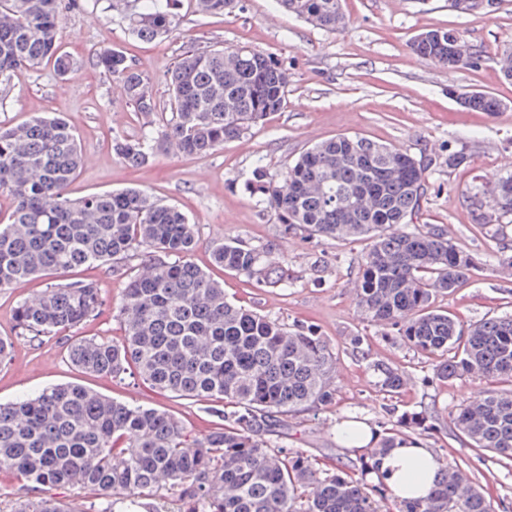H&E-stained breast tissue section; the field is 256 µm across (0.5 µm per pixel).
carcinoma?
Masks as SVG:
<instances>
[{"label":"carcinoma","mask_w":512,"mask_h":512,"mask_svg":"<svg viewBox=\"0 0 512 512\" xmlns=\"http://www.w3.org/2000/svg\"><path fill=\"white\" fill-rule=\"evenodd\" d=\"M203 15L232 12L239 0H195ZM288 13L334 31L345 24L341 0H278ZM458 12L483 11L493 0H448ZM67 0H0V82L45 60L64 75L74 65L61 52L60 18ZM129 30L146 41L176 27L170 0H137L126 15ZM450 29L417 35L412 50L453 71L477 67L457 57ZM94 63L112 75L138 111L155 102L145 76L124 54L100 49ZM290 81L273 56L245 48L188 50L169 82L175 118L161 140L188 155L209 154L280 111ZM461 105L494 112L499 103L482 92H460ZM112 150L131 166L153 157L143 141L116 137ZM465 146L448 150V170L465 167ZM81 166L71 126L60 116H36L0 127V193L14 209L0 224V289L18 288L54 271L128 260L160 252L168 262L143 265L130 276L113 313L124 340L80 339L68 348L85 373L131 375L184 399L224 400L227 424L196 438L159 409L106 398L80 385L58 384L33 397L0 403V471L45 490L73 487L96 501L154 495L165 489L187 504L184 512H382L386 489L340 467L317 475L309 456L288 452L271 436L288 416L334 400L332 353L311 326L286 324L228 300L224 286L190 255L196 225L176 206L126 189L65 196ZM256 189L284 227L317 239L365 237L370 248L361 272L358 306L365 319L384 322L417 351L439 353L437 377H476L497 384L469 401L449 423L467 443L512 460V314L464 325L433 307L476 270L473 258L448 239L439 224L414 226L428 190V164L366 138L340 136L305 152L281 174L255 168ZM475 224L512 219V174L500 175L486 198L474 197ZM265 251L241 242L212 246L213 261L261 286L288 284L266 264ZM107 301L93 281L46 288L15 310L23 336H52L105 314ZM382 390L401 393V372L376 365ZM427 416L404 413L357 470L377 469L378 458L405 443V431L425 430ZM397 512H495L485 492L454 464L442 469L430 493L395 502ZM12 512H69L51 495L15 505Z\"/></svg>","instance_id":"obj_1"}]
</instances>
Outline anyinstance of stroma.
Segmentation results:
<instances>
[{"label": "stroma", "mask_w": 512, "mask_h": 512, "mask_svg": "<svg viewBox=\"0 0 512 512\" xmlns=\"http://www.w3.org/2000/svg\"><path fill=\"white\" fill-rule=\"evenodd\" d=\"M342 7L346 25L325 31L288 14L276 0H242L240 9L223 16H203L191 0H175L176 29L144 42L126 25L130 0H75L60 22L61 46L75 60L72 71L58 76L46 61L0 83V126H17L39 113L63 115L83 157L66 190L69 198L135 187L178 205L197 226L192 261L223 282L228 299L289 325L316 327L333 352L335 400L289 416L280 446L304 452L319 470L331 472L357 458L338 440L337 424L360 419L381 434L395 426L399 414L426 410L430 428L420 443L443 462H459L497 512H512V462L468 447L448 423L449 413L465 405L469 394L485 391L486 383L471 377L440 381V355L412 350L390 326L364 319L357 294L369 240L282 235L254 188L256 162L276 179L303 151L344 135L425 160L429 188L419 221L444 226L451 242L476 263L454 292L437 297L436 307L467 325L512 314V275L501 270L497 257L500 242L512 244V224L481 225L470 216L471 195L489 188L498 174L512 172V81L498 66L499 55L512 51V0H495L491 12L470 14L453 11L448 0H342ZM434 28L458 31L477 46L479 66L448 71L414 54V37ZM225 46L270 54L285 65L291 81L283 108L205 156L158 149L174 110L169 73L180 55ZM102 47L122 52L149 79L156 100L150 116L138 112L118 82L95 65L94 53ZM466 90L490 94L499 110L463 108L455 94ZM117 136L147 139L155 148L153 161L141 167L123 162L112 151ZM459 144L466 145L470 163L452 171L448 150ZM235 239L266 248L267 261L287 272V287H260L214 265L211 242ZM136 266L133 260L84 266L0 290V336L14 340L12 364L0 365L1 403L73 383L165 410L197 437L223 425L217 415L223 400L193 401L140 380L78 371L68 358L73 340L122 341L123 326L112 314L37 340L19 335L14 310L30 294L87 279L116 305ZM378 362L403 373L401 396L381 390Z\"/></svg>", "instance_id": "stroma-1"}]
</instances>
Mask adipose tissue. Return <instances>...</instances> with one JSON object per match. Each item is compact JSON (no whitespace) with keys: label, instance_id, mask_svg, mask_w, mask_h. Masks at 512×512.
<instances>
[{"label":"adipose tissue","instance_id":"1","mask_svg":"<svg viewBox=\"0 0 512 512\" xmlns=\"http://www.w3.org/2000/svg\"><path fill=\"white\" fill-rule=\"evenodd\" d=\"M441 468V460L429 449L408 443L384 456L371 477L393 499H416L429 493Z\"/></svg>","mask_w":512,"mask_h":512}]
</instances>
